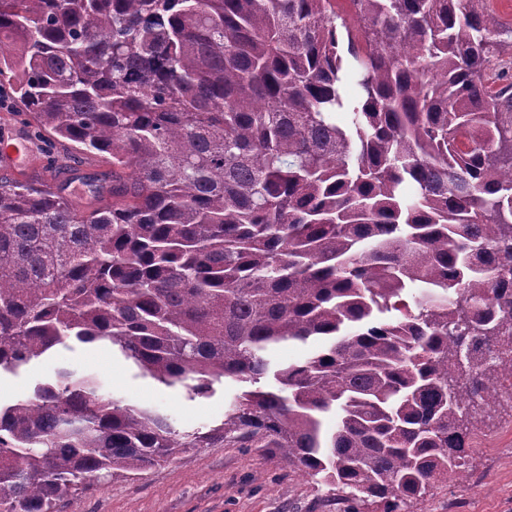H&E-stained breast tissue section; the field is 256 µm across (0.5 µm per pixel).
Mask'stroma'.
Returning <instances> with one entry per match:
<instances>
[{"label": "stroma", "mask_w": 512, "mask_h": 512, "mask_svg": "<svg viewBox=\"0 0 512 512\" xmlns=\"http://www.w3.org/2000/svg\"><path fill=\"white\" fill-rule=\"evenodd\" d=\"M24 141L36 162L28 178L65 186L75 207L94 206L86 184L112 183L109 155L89 154L70 141L40 132L14 98L0 104V141ZM98 379L104 393L146 405L179 431L216 426L224 406L244 385L216 383L208 397L191 396L139 376L104 343L59 348L17 375L0 377V403L9 404L58 368ZM472 452L466 478L436 490L418 512H512V412H489ZM57 512H336L326 486L311 483L265 448H190L166 464L132 479H117L60 502Z\"/></svg>", "instance_id": "stroma-1"}]
</instances>
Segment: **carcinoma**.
<instances>
[{"label":"carcinoma","instance_id":"1","mask_svg":"<svg viewBox=\"0 0 512 512\" xmlns=\"http://www.w3.org/2000/svg\"><path fill=\"white\" fill-rule=\"evenodd\" d=\"M336 2L0 0V87L112 157L87 211L0 176V373L105 342L198 397L252 386L181 434L61 368L0 405V512L221 444L340 512L462 478L512 379V75L487 87L512 27L488 0Z\"/></svg>","mask_w":512,"mask_h":512}]
</instances>
